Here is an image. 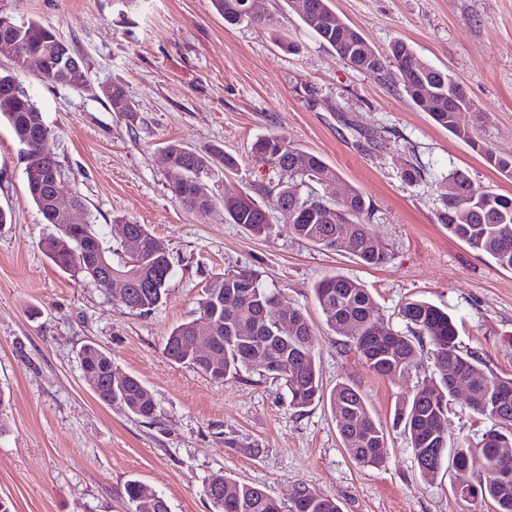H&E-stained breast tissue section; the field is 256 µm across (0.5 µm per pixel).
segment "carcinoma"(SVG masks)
Instances as JSON below:
<instances>
[{"instance_id":"1","label":"carcinoma","mask_w":512,"mask_h":512,"mask_svg":"<svg viewBox=\"0 0 512 512\" xmlns=\"http://www.w3.org/2000/svg\"><path fill=\"white\" fill-rule=\"evenodd\" d=\"M212 4L229 24L245 19L262 21L261 15L249 10L252 0H212ZM288 5L350 66L376 74L387 68V57L356 29L339 21L328 0H305L301 12L295 7V0H288ZM16 39L17 47L11 55L15 70H24L29 53L39 52L48 57V66L40 73L44 83L85 88L80 76L67 78L57 65L53 56L57 38L50 29L30 21L21 25ZM391 56L407 96L418 106L423 99H431L432 119L457 138L472 141L469 130L457 123L458 110L470 107L461 84L448 72L423 62L403 41L394 42ZM108 93L113 111L135 120L136 108L124 89L114 85ZM2 117L22 150H38L54 159L45 148L51 130L28 94L22 90L17 96L1 93ZM480 152L491 167L512 177L511 158L497 155L488 145L480 147ZM251 153L276 175V181L260 187L259 192L270 199L271 208L280 213L296 236L326 250L347 251L367 265L387 262L388 249L369 228L370 205L356 187L346 186L345 197L336 203L313 194L311 187L339 178L336 169L322 157L295 147L277 134L256 138ZM162 156L167 162L172 200L196 213H205L214 204L206 179L236 166L235 159L219 145L198 151L171 143L163 149ZM448 180L455 185V192L441 194L438 223L475 252L512 270V196L478 190L460 172L450 174ZM25 185L46 223L53 226V232L44 240L46 253L61 269L100 285L103 277L97 269L96 254L103 252L109 262L112 258L90 221L84 199L77 197L83 219L76 221L56 210L45 169H25ZM269 209L248 193L224 199L227 219L245 225L257 235L270 229ZM130 230L139 236L138 255L127 254V260L114 266V270L131 278L130 301L125 307L148 313L166 295L173 266L169 255L155 251V237L143 225L132 224ZM314 293L326 324L346 337L378 376L394 378L409 372L417 364L422 342L426 340L432 346L438 380L423 384L397 411V420L409 436L424 477H437L441 467L435 457L439 455H448V462L458 471L467 468L475 453L488 452L496 460L512 459V378L489 372L478 357L461 351L456 323L447 312L424 300H407L400 315L413 329L408 336L385 325L367 289L355 280L327 276L316 284ZM278 305L277 293L265 287L253 271L228 272L205 288L199 303L200 312L213 317L211 336L198 337L193 323H182L168 335L164 353L170 360L191 365L216 381L238 374L257 358L286 359L288 372L271 368L268 372L283 380L290 405L304 410L324 397L313 353L315 336L301 310L285 312ZM280 322L288 324V332L278 330ZM204 348L211 351V357L201 355ZM80 364L100 402L118 404L139 419L155 417L151 391L132 375L112 381V359L97 345L83 346ZM459 384L467 390L469 408L492 422L477 441L458 438L450 431L448 395ZM330 403L351 457L362 466L382 463L386 435L362 395L342 383L331 392ZM206 492L214 512H282L280 504L263 489L222 474L211 477ZM124 493L134 512H163L164 498L139 480L127 481ZM470 496L489 501L496 512H512V469L491 468L475 476ZM291 512H340V508L334 499L304 489L296 493Z\"/></svg>"}]
</instances>
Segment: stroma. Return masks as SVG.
I'll return each instance as SVG.
<instances>
[{"label": "stroma", "instance_id": "obj_1", "mask_svg": "<svg viewBox=\"0 0 512 512\" xmlns=\"http://www.w3.org/2000/svg\"><path fill=\"white\" fill-rule=\"evenodd\" d=\"M337 17L382 54L406 41L427 64L452 73L471 106L461 126L512 158V0H330ZM266 20L225 24L212 0H0V15L49 28L82 58L90 89L44 84L36 67L18 73L53 136L61 166L59 199L84 198L114 262L125 258L119 224L145 225L168 252L173 272L150 313L125 308L116 290L74 278L45 254L46 224L25 186L27 158L0 120V499L11 512H134L124 495L138 479L169 512H212L206 495L221 473L258 486L289 512L305 489L336 499L342 512H492L464 498L461 472L427 480L395 410L433 378L422 351L408 374L373 373L325 323L314 285L342 274L366 288L385 323L405 331L404 301L423 299L454 318L462 350L498 376L512 377V270L470 249L437 222L441 184L452 172L473 186L512 196V178L432 120L399 85L395 63L383 75L357 70L324 45L287 0H260ZM124 88L135 122L113 111L103 87ZM285 136L320 155L339 184L372 205L370 228L389 250L378 267L316 247L272 213L269 236L228 223L224 198L268 182L250 146ZM221 144L235 172L212 177L216 203L203 214L175 203L161 150ZM422 171L406 180L409 168ZM251 269L281 302L301 309L316 336L324 390L346 383L383 426L376 467L347 451L329 401L298 411L283 382L254 365L217 382L170 361L165 338L199 321L205 286ZM96 343L117 371L152 392L154 419L99 402L79 353Z\"/></svg>", "mask_w": 512, "mask_h": 512}]
</instances>
